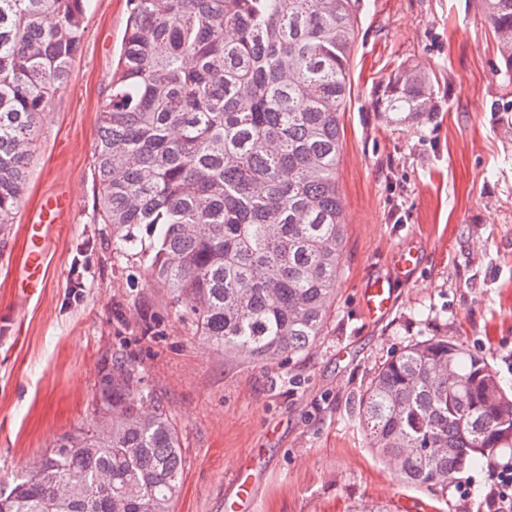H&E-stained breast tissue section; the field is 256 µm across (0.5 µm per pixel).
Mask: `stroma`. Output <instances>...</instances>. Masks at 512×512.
Returning <instances> with one entry per match:
<instances>
[{
	"label": "stroma",
	"instance_id": "obj_1",
	"mask_svg": "<svg viewBox=\"0 0 512 512\" xmlns=\"http://www.w3.org/2000/svg\"><path fill=\"white\" fill-rule=\"evenodd\" d=\"M337 186L346 234L324 336L292 366L224 359L181 321L140 262L114 256L93 148L127 24L126 0H91L66 83L39 125L24 202L0 233V480L93 422L98 373L144 368L176 420L185 466L175 512H225L232 474L262 459L257 512H455L447 490L401 483L369 449L358 398L377 367L430 337L483 356L512 391V99L480 0H357ZM429 71L435 110L400 122L377 96L398 68ZM68 192L46 240L43 288L20 295L26 227ZM417 256L400 273L397 257ZM394 290L370 320L361 290Z\"/></svg>",
	"mask_w": 512,
	"mask_h": 512
}]
</instances>
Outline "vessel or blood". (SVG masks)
<instances>
[{
  "mask_svg": "<svg viewBox=\"0 0 512 512\" xmlns=\"http://www.w3.org/2000/svg\"><path fill=\"white\" fill-rule=\"evenodd\" d=\"M72 208L71 196L59 193L48 197L32 219L28 227L29 247L18 277L22 287L33 292L42 285L45 274V230L48 225L61 222ZM361 297L366 312L374 318L384 317L393 303L391 285L383 279L370 281L363 288ZM258 487V476L247 468H240L231 479L228 512H253Z\"/></svg>",
  "mask_w": 512,
  "mask_h": 512,
  "instance_id": "1",
  "label": "vessel or blood"
}]
</instances>
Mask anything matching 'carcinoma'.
I'll list each match as a JSON object with an SVG mask.
<instances>
[{"label": "carcinoma", "instance_id": "obj_1", "mask_svg": "<svg viewBox=\"0 0 512 512\" xmlns=\"http://www.w3.org/2000/svg\"><path fill=\"white\" fill-rule=\"evenodd\" d=\"M89 2L0 0V225L21 205L40 118L68 78ZM481 2L495 72L512 84V0ZM127 12L94 148L112 253L139 258L224 358L298 359L336 299L355 0H127ZM432 96L429 74L410 65L376 104L416 121ZM94 416L0 488V512H174L179 428L140 366H103ZM358 416L376 457L415 487L446 490L512 448V395L449 339L384 363Z\"/></svg>", "mask_w": 512, "mask_h": 512}]
</instances>
